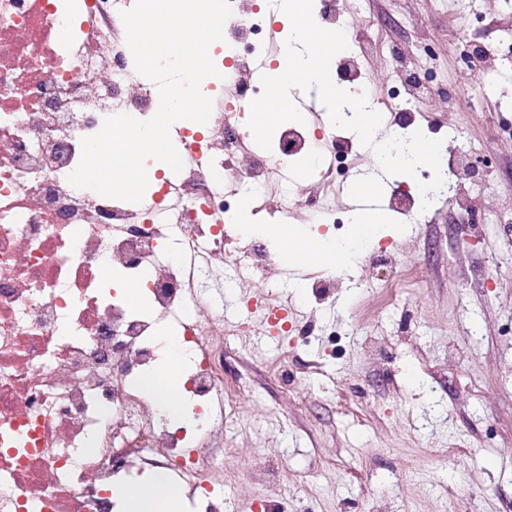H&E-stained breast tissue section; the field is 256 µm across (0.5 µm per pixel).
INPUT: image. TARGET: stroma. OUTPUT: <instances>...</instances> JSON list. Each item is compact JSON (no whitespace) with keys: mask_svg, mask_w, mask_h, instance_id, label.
I'll return each instance as SVG.
<instances>
[{"mask_svg":"<svg viewBox=\"0 0 512 512\" xmlns=\"http://www.w3.org/2000/svg\"><path fill=\"white\" fill-rule=\"evenodd\" d=\"M465 5L452 19L446 0H347L342 28L369 38L362 66L374 101L424 71L436 93L412 102V116L458 127L459 146L487 160L464 171L462 190L489 219L471 226L437 200L320 295L311 280L326 266L315 258L280 263L281 281L239 285L228 269L211 284L225 324L246 317V297L272 293L291 325L225 337L214 351L235 394L227 512H512V31L476 21L500 17L506 0ZM466 41L492 50V74L466 68ZM381 251L389 266L375 263ZM399 270L394 300L377 304ZM283 350L284 378L273 367Z\"/></svg>","mask_w":512,"mask_h":512,"instance_id":"1","label":"stroma"}]
</instances>
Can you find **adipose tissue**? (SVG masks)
Wrapping results in <instances>:
<instances>
[{
  "label": "adipose tissue",
  "instance_id": "adipose-tissue-1",
  "mask_svg": "<svg viewBox=\"0 0 512 512\" xmlns=\"http://www.w3.org/2000/svg\"><path fill=\"white\" fill-rule=\"evenodd\" d=\"M385 222L386 217L381 212L356 211L352 216L350 236L339 241L310 234L298 225H284L267 232L274 239L282 261L325 257L337 271L347 274L354 271L357 255L377 241L379 230ZM138 387L161 407L170 422L183 421L184 408L176 396L180 383L170 369H163L157 376H144ZM119 495L123 500L124 512H183L181 490L161 474L127 485Z\"/></svg>",
  "mask_w": 512,
  "mask_h": 512
}]
</instances>
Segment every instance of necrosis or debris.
Here are the masks:
<instances>
[{
    "mask_svg": "<svg viewBox=\"0 0 512 512\" xmlns=\"http://www.w3.org/2000/svg\"><path fill=\"white\" fill-rule=\"evenodd\" d=\"M135 0H0V512H99L101 492L142 467L163 469L196 512H224V380L212 361L224 318L203 293L232 259L242 281L267 280L273 256L255 241L229 254L225 221L248 194L269 214L304 207L335 223L330 193L351 139L322 133L315 192L286 177L311 141L284 128L271 150L248 149L241 119L255 86L247 62L267 56L274 27L262 0H230L224 31L244 54L237 102L209 84L204 131L183 130V168L132 203L73 187L81 141L112 112L153 117L154 86L126 43L122 11ZM282 185L279 196L265 190ZM139 282L145 309L103 288L106 272ZM232 335L282 330L273 295L246 301ZM175 326L186 354L192 429H169L137 386L164 365L156 327Z\"/></svg>",
    "mask_w": 512,
    "mask_h": 512,
    "instance_id": "obj_1",
    "label": "necrosis or debris"
}]
</instances>
